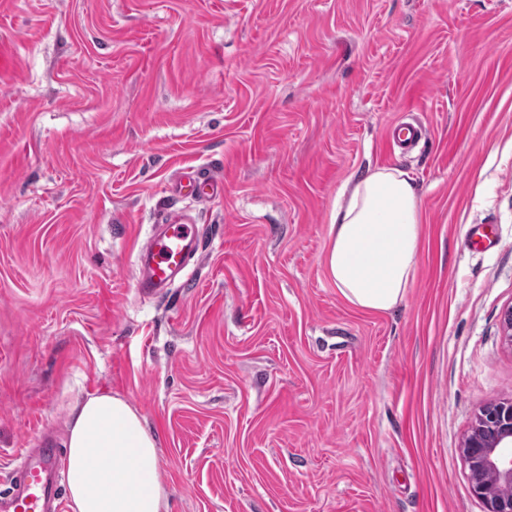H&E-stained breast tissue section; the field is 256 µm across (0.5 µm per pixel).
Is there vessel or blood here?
Here are the masks:
<instances>
[{"label": "vessel or blood", "instance_id": "obj_1", "mask_svg": "<svg viewBox=\"0 0 512 512\" xmlns=\"http://www.w3.org/2000/svg\"><path fill=\"white\" fill-rule=\"evenodd\" d=\"M203 197L223 196L224 182L215 176L188 174L177 184ZM204 237L200 225L177 216L157 224L137 249L133 281L138 294L164 297L184 278L190 260L200 259ZM64 454L50 435H42L34 452L21 454L7 490L0 491V512H61Z\"/></svg>", "mask_w": 512, "mask_h": 512}]
</instances>
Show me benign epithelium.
I'll return each instance as SVG.
<instances>
[{
    "instance_id": "7a95c632",
    "label": "benign epithelium",
    "mask_w": 512,
    "mask_h": 512,
    "mask_svg": "<svg viewBox=\"0 0 512 512\" xmlns=\"http://www.w3.org/2000/svg\"><path fill=\"white\" fill-rule=\"evenodd\" d=\"M462 454L472 470L490 473L493 484L472 481L485 512H512V401L485 406L462 444Z\"/></svg>"
}]
</instances>
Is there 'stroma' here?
<instances>
[{"instance_id":"35a3bbf8","label":"stroma","mask_w":512,"mask_h":512,"mask_svg":"<svg viewBox=\"0 0 512 512\" xmlns=\"http://www.w3.org/2000/svg\"><path fill=\"white\" fill-rule=\"evenodd\" d=\"M410 120L426 139L390 147ZM200 167L223 197L172 196ZM379 167L424 211L385 314L325 267ZM175 213L202 259L142 297ZM511 307L512 0H0V490L112 393L159 436L169 512H483L461 443L512 401ZM203 247L201 225L184 217L154 225L135 254L133 281L137 293L163 298L177 280H189L185 271L190 260L201 258Z\"/></svg>"}]
</instances>
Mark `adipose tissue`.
<instances>
[{
  "label": "adipose tissue",
  "mask_w": 512,
  "mask_h": 512,
  "mask_svg": "<svg viewBox=\"0 0 512 512\" xmlns=\"http://www.w3.org/2000/svg\"><path fill=\"white\" fill-rule=\"evenodd\" d=\"M422 206L408 172L381 167L358 178L337 207L327 273L352 306L396 308L415 280L422 249ZM157 434L125 399L90 397L74 407L68 436L70 512H167L158 475Z\"/></svg>",
  "instance_id": "obj_1"
}]
</instances>
